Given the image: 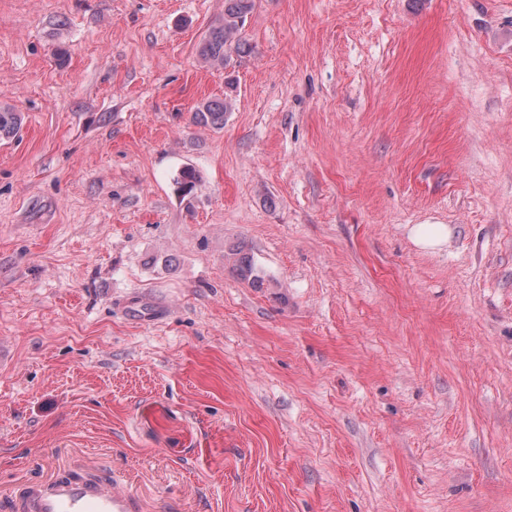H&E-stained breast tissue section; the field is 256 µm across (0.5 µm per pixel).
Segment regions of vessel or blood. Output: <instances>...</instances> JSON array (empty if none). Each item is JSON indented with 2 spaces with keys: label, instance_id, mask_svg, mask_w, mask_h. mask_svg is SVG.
<instances>
[{
  "label": "vessel or blood",
  "instance_id": "1",
  "mask_svg": "<svg viewBox=\"0 0 512 512\" xmlns=\"http://www.w3.org/2000/svg\"><path fill=\"white\" fill-rule=\"evenodd\" d=\"M0 512H144V506L123 476L55 473L0 494Z\"/></svg>",
  "mask_w": 512,
  "mask_h": 512
}]
</instances>
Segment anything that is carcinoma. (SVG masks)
<instances>
[{"instance_id": "cac0c4a2", "label": "carcinoma", "mask_w": 512, "mask_h": 512, "mask_svg": "<svg viewBox=\"0 0 512 512\" xmlns=\"http://www.w3.org/2000/svg\"><path fill=\"white\" fill-rule=\"evenodd\" d=\"M255 8V0H224V19L211 27L198 47L202 59L218 66L229 67L234 58L246 53L248 46L242 30L248 16ZM232 110L231 98L207 99L199 102L192 112L193 123L204 127L220 128ZM19 129V116L8 106L0 105V138H11ZM198 181L192 167L182 168L175 184L184 195L191 193Z\"/></svg>"}]
</instances>
